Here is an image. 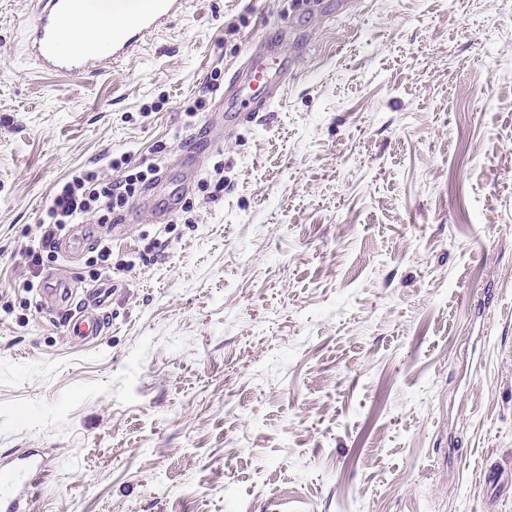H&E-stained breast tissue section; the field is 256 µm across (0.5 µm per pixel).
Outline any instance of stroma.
<instances>
[{
    "mask_svg": "<svg viewBox=\"0 0 512 512\" xmlns=\"http://www.w3.org/2000/svg\"><path fill=\"white\" fill-rule=\"evenodd\" d=\"M33 5L0 0V455L53 463L29 512H512V0H186L97 77L33 67ZM271 27L293 70L260 113L224 89ZM159 144L199 169L99 225L132 270L28 263L59 182ZM54 273L111 289L96 342L37 310Z\"/></svg>",
    "mask_w": 512,
    "mask_h": 512,
    "instance_id": "stroma-1",
    "label": "stroma"
}]
</instances>
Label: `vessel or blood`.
<instances>
[{
    "label": "vessel or blood",
    "instance_id": "vessel-or-blood-1",
    "mask_svg": "<svg viewBox=\"0 0 512 512\" xmlns=\"http://www.w3.org/2000/svg\"><path fill=\"white\" fill-rule=\"evenodd\" d=\"M185 0H145L133 12H125L121 0H114L116 20L109 31L98 35L82 52L70 54L66 48L69 27L83 17V0H37L25 24L27 51L48 71L79 75L108 72L113 62L131 54L142 42L150 40L162 26L181 14ZM290 61L281 39H263L251 47L241 73L232 83L242 92L252 80H259L258 109H265L275 98L288 74ZM95 237L92 227L75 225L59 241L58 250L66 257L81 252ZM107 291L100 288L75 298L67 278L56 277L39 291L41 309L68 310L67 334L75 341L93 340L107 329L102 308ZM48 465L47 459L31 452L21 456L0 457V512H26V498Z\"/></svg>",
    "mask_w": 512,
    "mask_h": 512
}]
</instances>
